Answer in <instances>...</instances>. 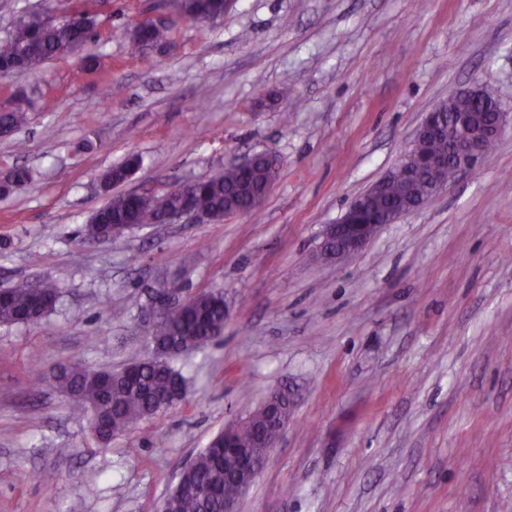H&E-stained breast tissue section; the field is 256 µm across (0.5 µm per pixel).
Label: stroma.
<instances>
[{
	"mask_svg": "<svg viewBox=\"0 0 512 512\" xmlns=\"http://www.w3.org/2000/svg\"><path fill=\"white\" fill-rule=\"evenodd\" d=\"M83 51L0 74V287L55 278L31 326L0 324V512H158L222 429L288 390V424L240 512H512V130L470 175L338 263L325 225L391 171L462 89L512 114V0H237L223 21L171 0H93ZM173 20L131 53L127 28ZM93 63H85V56ZM122 86L105 99L107 86ZM105 149H97V142ZM268 150L257 214L86 239L103 175L163 194ZM220 291L224 334L180 356L172 409L101 443L52 384L143 357L150 296Z\"/></svg>",
	"mask_w": 512,
	"mask_h": 512,
	"instance_id": "1",
	"label": "stroma"
}]
</instances>
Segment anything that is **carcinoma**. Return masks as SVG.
Returning a JSON list of instances; mask_svg holds the SVG:
<instances>
[{
  "mask_svg": "<svg viewBox=\"0 0 512 512\" xmlns=\"http://www.w3.org/2000/svg\"><path fill=\"white\" fill-rule=\"evenodd\" d=\"M92 0H74L67 15L57 17L27 14L19 18L8 37L0 41V73L34 72L45 62L64 55L74 45H84L93 37L94 19L88 5ZM224 0H182L178 14L198 23L214 24L224 18ZM170 28L141 21L127 30L131 50L139 51L147 43L159 45L169 39ZM499 109L498 101L489 93L457 97L445 103L441 112L448 124V135L426 140L421 149L440 159L448 158V139L459 131L458 122L472 127L484 123L488 113ZM25 120L24 113L0 110V126L16 129ZM139 160L129 157L112 167L105 181L112 185L125 179ZM267 179V166L259 161L252 171L242 176L231 168L215 170L193 188L195 206L214 220L242 210L254 213L251 203ZM424 183L396 172L389 178L385 192L369 203L381 214L404 207L424 197ZM177 206V198H132L117 194L101 206L85 225L84 234L92 241L120 237L134 228L156 224L164 212ZM60 287L51 278L36 284L20 281L0 288V324L30 325L49 314L58 299ZM227 306L224 294L199 293L186 305L170 304L156 312L157 324L151 336L156 356L135 361L125 368L96 370L74 366L55 377L54 385L69 393L76 412L87 415L91 431L104 444L112 436L126 431L138 421L158 414L167 398H183L185 378L174 368L173 361L183 353L210 345L224 333ZM266 414L257 409L233 426L232 441L236 448L255 449L259 430ZM182 490L170 493L171 512H224V501L240 497L233 463L224 456V434L218 433L181 472Z\"/></svg>",
  "mask_w": 512,
  "mask_h": 512,
  "instance_id": "1",
  "label": "carcinoma"
}]
</instances>
